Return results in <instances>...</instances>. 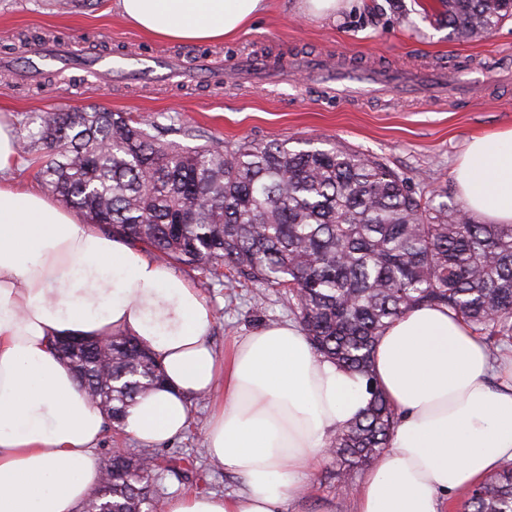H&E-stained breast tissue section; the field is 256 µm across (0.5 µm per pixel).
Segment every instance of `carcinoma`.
I'll return each instance as SVG.
<instances>
[{
	"instance_id": "carcinoma-1",
	"label": "carcinoma",
	"mask_w": 512,
	"mask_h": 512,
	"mask_svg": "<svg viewBox=\"0 0 512 512\" xmlns=\"http://www.w3.org/2000/svg\"><path fill=\"white\" fill-rule=\"evenodd\" d=\"M434 21L459 41L512 18V0H435ZM157 118L94 108L35 112L20 153L42 162L45 186L97 231L174 268L221 275L288 300L316 355L366 380L371 399L330 441L336 485L388 448L395 407L373 384L375 344L419 307L448 310L499 357L512 345V224H479L462 207L415 196L408 180L356 150L285 143L160 138ZM55 351L79 386L124 431L163 370L138 338L78 340ZM194 468L189 456L112 449V468L84 512H149L159 481ZM460 512H512V463L469 490Z\"/></svg>"
}]
</instances>
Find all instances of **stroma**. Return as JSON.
I'll list each match as a JSON object with an SVG mask.
<instances>
[{"label":"stroma","instance_id":"35a3bbf8","mask_svg":"<svg viewBox=\"0 0 512 512\" xmlns=\"http://www.w3.org/2000/svg\"><path fill=\"white\" fill-rule=\"evenodd\" d=\"M113 0H83L63 8L57 0H0V59L22 61L33 38L59 36L78 51L116 53L131 48L145 54L191 59L200 51L220 55L261 51L271 59L300 54L341 57L363 67L409 69L447 67L452 77L480 82L478 96L429 104L391 95L354 102L326 99L300 78L277 86L254 88L224 76L220 82L176 84H98L66 82L58 76L38 85L0 66V110L20 124L30 112L105 108L135 116L162 113L176 124L201 131L229 144L243 141L310 142L338 145L377 158L403 174L421 194H448L460 201L453 169L470 138L512 128V80L483 82L478 62L512 51V20L493 36L462 42L437 25L426 10L432 0H403L402 13H392L386 0H347L335 18L302 15L295 0H278L273 11L232 40L182 44L143 34L124 22ZM214 312L210 338L217 351L259 327L291 319L286 299L259 288H230L217 279L191 271ZM212 401L193 402L185 433L159 446L162 454L194 457L188 480L165 479L164 496L236 490L238 476L197 454V438L209 419ZM336 466L321 459L303 498L293 512H352L354 499L336 492Z\"/></svg>","mask_w":512,"mask_h":512}]
</instances>
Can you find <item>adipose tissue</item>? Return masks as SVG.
<instances>
[{
  "label": "adipose tissue",
  "instance_id": "adipose-tissue-1",
  "mask_svg": "<svg viewBox=\"0 0 512 512\" xmlns=\"http://www.w3.org/2000/svg\"><path fill=\"white\" fill-rule=\"evenodd\" d=\"M269 2L116 0V8L149 36L193 44L246 31ZM18 155L15 127L0 114V512H80L96 491L105 417L48 342L114 333L139 337L166 374L125 418L142 446L181 436L193 399L223 393L206 450L242 486L175 495L164 512H283L330 436L366 406L364 380L316 356L292 321L218 354L212 311L187 277L82 224L48 192L16 186ZM455 180L469 212L512 224V128L473 138ZM373 366L398 418L354 512H444L449 496L512 462V361L493 363L462 321L413 310L380 337Z\"/></svg>",
  "mask_w": 512,
  "mask_h": 512
}]
</instances>
